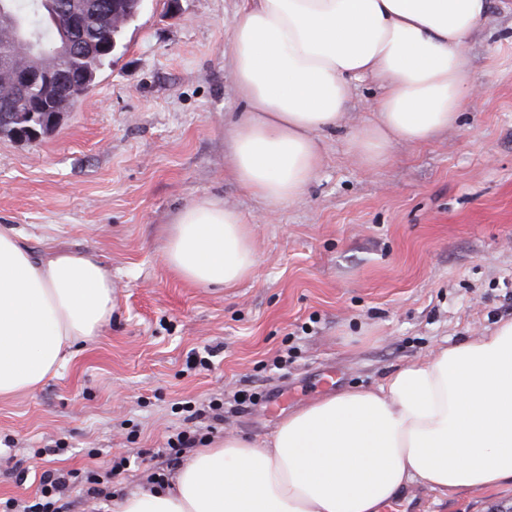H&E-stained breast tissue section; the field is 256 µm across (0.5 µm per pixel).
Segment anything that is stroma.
Instances as JSON below:
<instances>
[{
	"label": "stroma",
	"instance_id": "35a3bbf8",
	"mask_svg": "<svg viewBox=\"0 0 512 512\" xmlns=\"http://www.w3.org/2000/svg\"><path fill=\"white\" fill-rule=\"evenodd\" d=\"M239 5L143 0L85 104L37 141L0 138V227L36 257L90 252L112 273L99 336L38 390L0 399L1 499L62 468L81 512H112L87 499L85 472L127 457L113 492L152 491L185 400L223 398L214 438L261 446L323 394L376 387L512 317V11L494 0L467 42L478 92L454 128L364 167L348 147L379 94L364 82L304 195L271 215L235 181L224 135L246 109L225 54ZM203 196L253 228L258 264L237 287L192 286L164 263L175 215ZM207 349L210 369L189 367ZM241 390L254 404L236 405ZM389 512H512V489L442 499L416 483Z\"/></svg>",
	"mask_w": 512,
	"mask_h": 512
}]
</instances>
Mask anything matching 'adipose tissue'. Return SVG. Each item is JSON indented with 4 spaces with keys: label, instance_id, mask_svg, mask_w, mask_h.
I'll return each mask as SVG.
<instances>
[{
    "label": "adipose tissue",
    "instance_id": "obj_1",
    "mask_svg": "<svg viewBox=\"0 0 512 512\" xmlns=\"http://www.w3.org/2000/svg\"><path fill=\"white\" fill-rule=\"evenodd\" d=\"M490 0H242L227 50L247 105L226 130L233 175L269 212L300 198L359 82L372 118L350 139L368 167L395 142L455 126L475 92L467 41ZM168 269L233 288L256 266L250 224L222 199L183 206ZM112 318V275L95 255L36 258L0 228V398L35 390ZM443 496L512 483V317L434 350L378 387L330 392L283 418L267 446L225 433L170 487L113 499L112 512H381L411 484Z\"/></svg>",
    "mask_w": 512,
    "mask_h": 512
}]
</instances>
